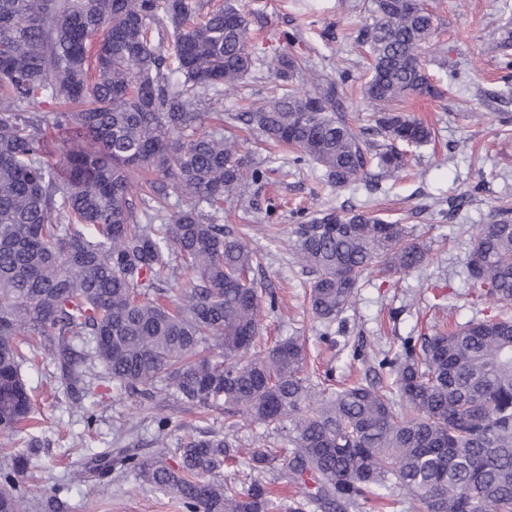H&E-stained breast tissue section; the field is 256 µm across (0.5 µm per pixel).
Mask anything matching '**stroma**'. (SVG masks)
<instances>
[{"label":"stroma","instance_id":"35a3bbf8","mask_svg":"<svg viewBox=\"0 0 512 512\" xmlns=\"http://www.w3.org/2000/svg\"><path fill=\"white\" fill-rule=\"evenodd\" d=\"M369 0H239L249 19L250 39L259 50L314 51L327 63L359 62L354 40L368 16ZM437 19L435 60L445 59L462 78L457 93L438 99L413 97L406 113L433 131L432 143L417 150L407 177L383 178L377 192L363 185L335 188L322 169L295 175L294 155L288 148L263 143L249 135L256 159L272 157L273 171L249 185L218 214L221 224L239 228L268 216L277 240L258 235L254 245L262 255L255 278L281 301L278 314L261 312V334L275 341L284 336L305 340L317 373H330L341 382L364 376L377 365L383 350L397 339L434 334L443 326L462 325L494 314L492 303L473 296L459 275L471 248L476 225L485 223L493 206L512 200V130L503 131L501 115L512 116V94L498 81L499 60L491 47L492 32L503 5L512 0H425ZM484 189L472 205L453 216L438 215L436 201L467 192L476 183ZM353 203L357 209L380 211L383 217H405L431 243V259L421 271L407 276L362 281L354 309L336 324L332 341L322 338V326L307 308L310 276L296 263L289 246L290 224L300 209L316 213ZM50 352L39 350L22 373L33 388L41 425L30 432L0 431V468L9 465L7 449L36 446L34 467L20 475L28 491L29 512H44L55 488L68 486L71 512H182L169 493L135 481L101 487L74 479L87 458L107 446L137 445L146 456L173 452L178 439L200 429L224 425L223 411L201 415L173 401H140L121 395L101 370L88 377L84 409L54 377ZM167 416L171 425L158 432L156 420Z\"/></svg>","mask_w":512,"mask_h":512}]
</instances>
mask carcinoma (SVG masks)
Masks as SVG:
<instances>
[{
  "label": "carcinoma",
  "mask_w": 512,
  "mask_h": 512,
  "mask_svg": "<svg viewBox=\"0 0 512 512\" xmlns=\"http://www.w3.org/2000/svg\"><path fill=\"white\" fill-rule=\"evenodd\" d=\"M356 37L370 59L361 104L372 138L345 118L346 67L275 54L255 62L236 0L197 21L194 0H0V429L36 428L19 336L54 355L57 380L83 408L101 367L119 391L254 426L246 472L220 479L239 449L229 434H189L165 459L108 447L80 481L129 477L170 492L185 512H348L405 493L414 512H512V204L475 228L469 287L500 307L489 320L401 341L379 374L345 387L313 378L298 336L260 341L252 239L203 207L222 209L266 177L269 161L224 126L202 130L204 109L255 66L273 91L230 123L284 144L298 170L319 166L345 188L406 166L431 130L398 111L437 98L428 74L435 18L423 0H371ZM170 36L153 38L155 28ZM500 83L512 90V28L501 27ZM52 101L61 112L41 110ZM54 128L58 135L47 137ZM173 196L186 207L170 211ZM297 263L313 275L309 306L328 327L356 303L358 283L410 275L430 261L411 224L329 208L290 227ZM185 285L174 293L171 279ZM276 446H271V437ZM14 455L0 473V509L26 512ZM300 489L283 506L259 475Z\"/></svg>",
  "instance_id": "obj_1"
}]
</instances>
